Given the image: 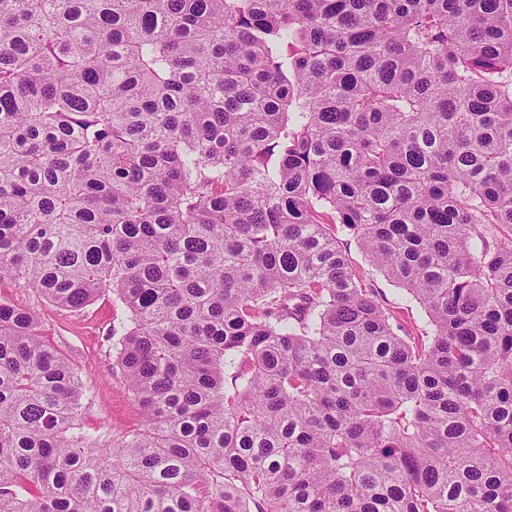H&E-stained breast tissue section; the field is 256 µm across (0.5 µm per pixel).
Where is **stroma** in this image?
Segmentation results:
<instances>
[{
	"mask_svg": "<svg viewBox=\"0 0 512 512\" xmlns=\"http://www.w3.org/2000/svg\"><path fill=\"white\" fill-rule=\"evenodd\" d=\"M320 220L329 232L338 234L353 271L374 284L386 306L394 308L404 329L415 336L423 333L428 324L422 307L405 302L402 290L373 265L353 236L333 224L329 214H322ZM6 295L13 304L41 313L47 336L71 359L90 389L93 401L84 416L88 429L109 438L124 433L129 425L139 424L138 404L120 372L112 366L110 327L116 324L122 310L111 296L100 297L82 311L72 313L45 306L38 292L22 285L8 288Z\"/></svg>",
	"mask_w": 512,
	"mask_h": 512,
	"instance_id": "35a3bbf8",
	"label": "stroma"
}]
</instances>
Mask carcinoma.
I'll return each instance as SVG.
<instances>
[{
	"instance_id": "carcinoma-1",
	"label": "carcinoma",
	"mask_w": 512,
	"mask_h": 512,
	"mask_svg": "<svg viewBox=\"0 0 512 512\" xmlns=\"http://www.w3.org/2000/svg\"><path fill=\"white\" fill-rule=\"evenodd\" d=\"M0 512H512V0H0ZM320 221L329 232L335 233L336 237L340 239L342 247L349 256L353 271L374 284L382 295L386 306L395 311V315L404 329L414 336L423 333L424 329L429 331L427 317L422 307L416 302L406 303L402 299L404 291L384 277L362 251L357 240L342 232L338 224H331L333 221L330 214H322ZM393 306L397 308L393 309ZM6 290L5 295L13 304L41 313L47 336L71 359L90 389L93 401L84 416L86 427L108 440L125 433L131 424L138 428V404L120 372L112 367L110 326L118 327L117 319L123 313L112 296H102L82 311L72 313L45 306L32 288L20 285Z\"/></svg>"
}]
</instances>
